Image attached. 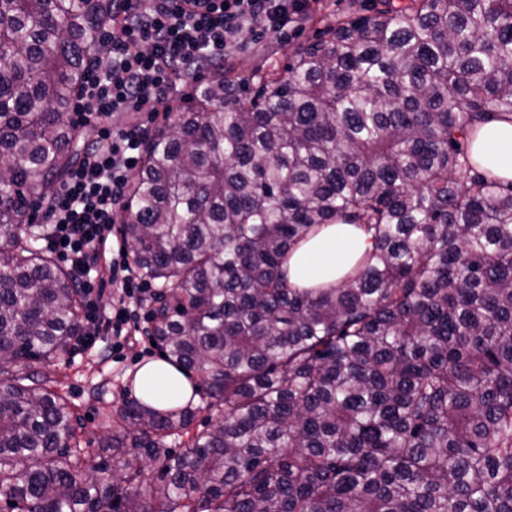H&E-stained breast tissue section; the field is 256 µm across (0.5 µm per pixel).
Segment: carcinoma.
I'll return each mask as SVG.
<instances>
[{"label": "carcinoma", "instance_id": "obj_1", "mask_svg": "<svg viewBox=\"0 0 512 512\" xmlns=\"http://www.w3.org/2000/svg\"><path fill=\"white\" fill-rule=\"evenodd\" d=\"M112 0H0V501L8 512H512V181L472 160L512 118V0H378L255 90L211 70L147 144L124 206L164 291L149 333L197 409L105 414L99 447L40 365L85 336L36 205ZM366 250L288 283L316 226ZM187 436L185 449L166 446Z\"/></svg>", "mask_w": 512, "mask_h": 512}]
</instances>
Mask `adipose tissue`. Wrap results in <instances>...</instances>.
<instances>
[{
    "instance_id": "1",
    "label": "adipose tissue",
    "mask_w": 512,
    "mask_h": 512,
    "mask_svg": "<svg viewBox=\"0 0 512 512\" xmlns=\"http://www.w3.org/2000/svg\"><path fill=\"white\" fill-rule=\"evenodd\" d=\"M474 158L505 180H512V122L494 120L485 124L474 145ZM368 246L366 235L348 224H324L302 241L288 258V280L301 288L336 283L345 265ZM194 388L184 372L163 360L143 363L136 372L134 394L157 409L188 404Z\"/></svg>"
}]
</instances>
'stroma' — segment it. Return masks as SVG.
<instances>
[{
    "mask_svg": "<svg viewBox=\"0 0 512 512\" xmlns=\"http://www.w3.org/2000/svg\"><path fill=\"white\" fill-rule=\"evenodd\" d=\"M372 3L373 0H319L287 39L244 38L242 47L225 68L244 80L256 70L283 73L289 57L300 44L314 38L328 22L353 8H369ZM87 330L91 344L78 347L73 355L47 363L44 371L52 386L67 397L80 415L85 437L98 441L105 434V414L115 413L133 400L131 379L138 364L159 358L160 352L144 334L136 335L117 349L110 332L103 327L91 324Z\"/></svg>",
    "mask_w": 512,
    "mask_h": 512,
    "instance_id": "35a3bbf8",
    "label": "stroma"
}]
</instances>
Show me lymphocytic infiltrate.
Here are the masks:
<instances>
[{"instance_id":"f902f5d3","label":"lymphocytic infiltrate","mask_w":512,"mask_h":512,"mask_svg":"<svg viewBox=\"0 0 512 512\" xmlns=\"http://www.w3.org/2000/svg\"><path fill=\"white\" fill-rule=\"evenodd\" d=\"M310 7V0H112V19L85 60L72 109L74 125L94 136L45 213V246L70 262L90 320L113 337L138 329L125 303L138 276L112 243V212L124 205L140 158L136 116H156L185 75L223 64L236 36L283 35ZM107 263L121 272L112 293L91 277L94 266Z\"/></svg>"}]
</instances>
